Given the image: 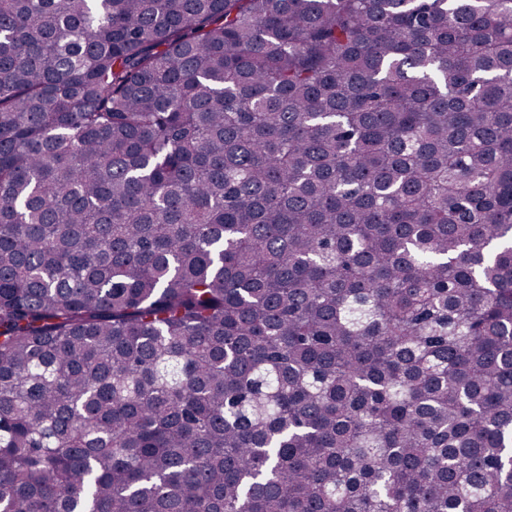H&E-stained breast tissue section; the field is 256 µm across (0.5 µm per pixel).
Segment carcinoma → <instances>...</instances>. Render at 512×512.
<instances>
[{
    "mask_svg": "<svg viewBox=\"0 0 512 512\" xmlns=\"http://www.w3.org/2000/svg\"><path fill=\"white\" fill-rule=\"evenodd\" d=\"M0 512H512V0H0Z\"/></svg>",
    "mask_w": 512,
    "mask_h": 512,
    "instance_id": "carcinoma-1",
    "label": "carcinoma"
}]
</instances>
